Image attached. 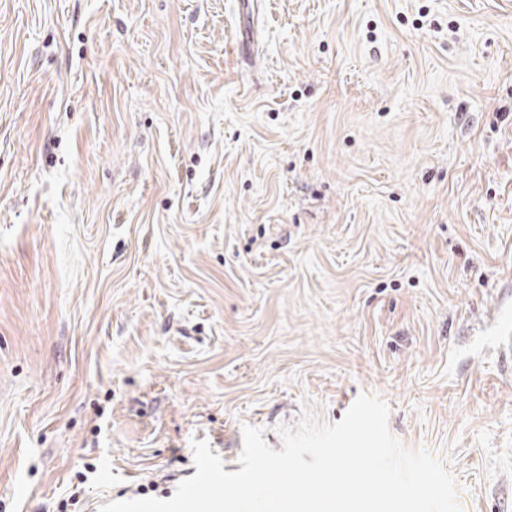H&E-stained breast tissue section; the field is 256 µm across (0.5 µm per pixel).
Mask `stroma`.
Instances as JSON below:
<instances>
[{
    "mask_svg": "<svg viewBox=\"0 0 512 512\" xmlns=\"http://www.w3.org/2000/svg\"><path fill=\"white\" fill-rule=\"evenodd\" d=\"M257 2L0 0V512L362 392L512 512V0Z\"/></svg>",
    "mask_w": 512,
    "mask_h": 512,
    "instance_id": "35a3bbf8",
    "label": "stroma"
}]
</instances>
